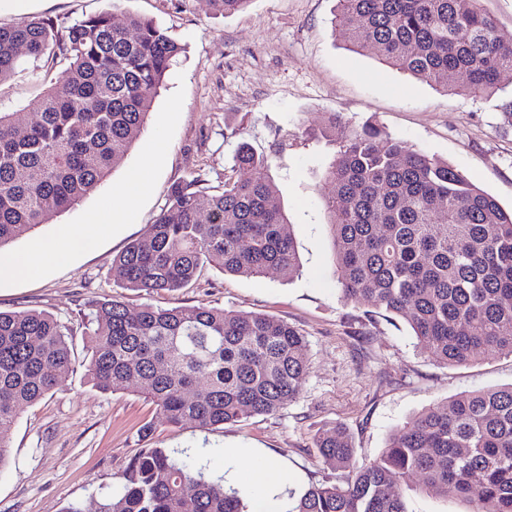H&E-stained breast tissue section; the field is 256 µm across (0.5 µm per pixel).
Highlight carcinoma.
<instances>
[{"mask_svg":"<svg viewBox=\"0 0 512 512\" xmlns=\"http://www.w3.org/2000/svg\"><path fill=\"white\" fill-rule=\"evenodd\" d=\"M250 0H209L226 15ZM334 30L360 50L427 82L462 77L490 96L512 71V34L478 0H339ZM184 47L153 20L86 15L60 28L32 17L0 27V84L21 67L45 85L37 112L0 110V248L96 189L140 138L170 67ZM66 67L55 76L58 61ZM312 135L336 146L326 199L336 273L346 300L404 316L445 366L480 353L512 357V212L448 162L416 151L376 125L344 133L336 116ZM270 154L239 146L224 190L177 184L145 236L115 259L122 287L154 293L191 285L206 262L255 277L299 268L288 216L269 176ZM87 372L117 393L137 383L171 423L201 428L273 415L300 394L305 337L287 322L205 305L93 299L84 314ZM68 333L37 310L0 311V467L21 406L43 399L71 364ZM200 397L191 396L198 385ZM336 484L288 493V512H407L398 482L418 477L441 497L476 496L472 512H512V385L448 400L414 416L374 460L331 427L316 439ZM119 495L98 512H245L243 497L164 448H141Z\"/></svg>","mask_w":512,"mask_h":512,"instance_id":"1","label":"carcinoma"}]
</instances>
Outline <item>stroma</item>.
I'll return each instance as SVG.
<instances>
[{
    "instance_id": "obj_1",
    "label": "stroma",
    "mask_w": 512,
    "mask_h": 512,
    "mask_svg": "<svg viewBox=\"0 0 512 512\" xmlns=\"http://www.w3.org/2000/svg\"><path fill=\"white\" fill-rule=\"evenodd\" d=\"M337 0H250L233 15L208 0H0V25L31 16L66 27L82 16L113 10L115 23L132 13L153 19L186 51L170 68L139 141L93 192L69 210L0 248V310L34 309L71 333L72 363L55 388L24 408L0 469V512H62L80 503L98 512L118 493L142 448L178 450L189 467L224 474L228 448H260L288 468L298 487L333 483L314 446L337 424L352 434L361 460L376 458L410 418L449 398L512 384V357L489 351L467 366L439 364L417 346L407 321L369 303L345 301L336 278L324 199L325 171L334 156L324 140L300 137L337 115L343 128L372 123L414 150L448 161L470 182L512 209V73L490 98L458 93L415 79L379 57L356 52L335 36ZM43 92L26 72L0 85V109L32 111ZM283 149L270 176L291 222L300 271L285 278L223 273L205 265L191 288L145 293L121 290L114 263L127 245L150 230L169 189L201 177L206 193L223 190L240 143ZM136 201L121 215L122 191ZM48 245L22 278L11 264ZM122 295L130 311L204 304L288 322L307 340L309 370L296 400L273 415L201 428L172 425L153 403L129 387L104 394L86 369L87 337L80 313L92 299ZM408 512H470L471 503L402 484Z\"/></svg>"
}]
</instances>
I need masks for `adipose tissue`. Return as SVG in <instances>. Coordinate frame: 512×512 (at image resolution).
Instances as JSON below:
<instances>
[{"mask_svg": "<svg viewBox=\"0 0 512 512\" xmlns=\"http://www.w3.org/2000/svg\"><path fill=\"white\" fill-rule=\"evenodd\" d=\"M224 483L242 489L246 512H286L288 472L253 448L224 451Z\"/></svg>", "mask_w": 512, "mask_h": 512, "instance_id": "adipose-tissue-1", "label": "adipose tissue"}]
</instances>
